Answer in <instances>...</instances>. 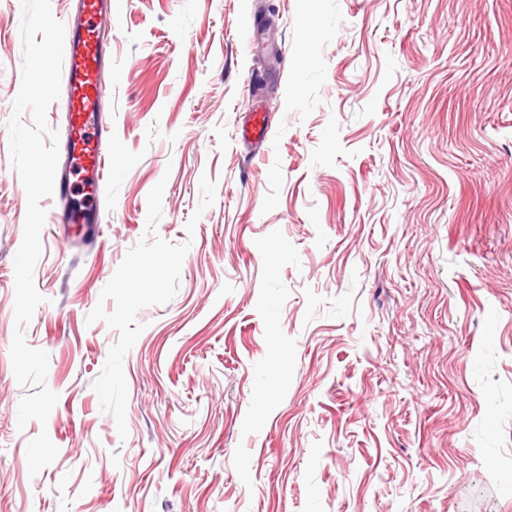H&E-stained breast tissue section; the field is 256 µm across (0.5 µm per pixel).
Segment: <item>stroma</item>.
<instances>
[{"mask_svg": "<svg viewBox=\"0 0 512 512\" xmlns=\"http://www.w3.org/2000/svg\"><path fill=\"white\" fill-rule=\"evenodd\" d=\"M112 6L101 243L43 228L22 427L0 0V512H512V0ZM268 112L258 101L248 104L247 113L238 128V137L244 143L258 144L265 141L269 129Z\"/></svg>", "mask_w": 512, "mask_h": 512, "instance_id": "obj_1", "label": "stroma"}]
</instances>
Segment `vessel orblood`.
Masks as SVG:
<instances>
[{
  "label": "vessel or blood",
  "mask_w": 512,
  "mask_h": 512,
  "mask_svg": "<svg viewBox=\"0 0 512 512\" xmlns=\"http://www.w3.org/2000/svg\"><path fill=\"white\" fill-rule=\"evenodd\" d=\"M112 0H74L65 24L62 74L65 130L59 149L65 165L55 176L53 195L63 208L58 217L77 226L82 237L93 240L103 222L102 200L110 158L106 145L111 128L104 119L102 97L112 69L110 43ZM269 117L259 102H252L238 128L242 142L265 141Z\"/></svg>",
  "instance_id": "obj_1"
}]
</instances>
